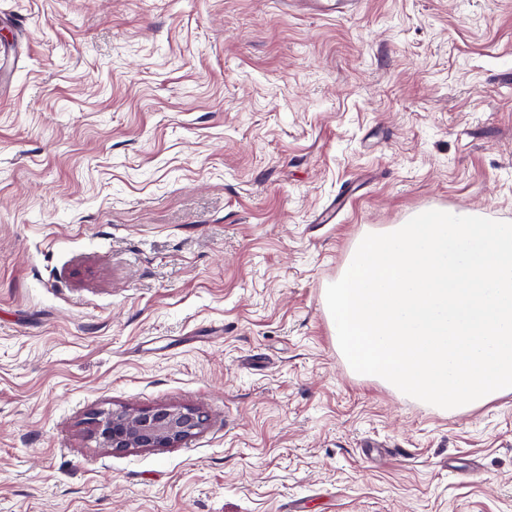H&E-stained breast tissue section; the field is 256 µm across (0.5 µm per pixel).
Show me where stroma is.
<instances>
[{"instance_id": "1", "label": "stroma", "mask_w": 512, "mask_h": 512, "mask_svg": "<svg viewBox=\"0 0 512 512\" xmlns=\"http://www.w3.org/2000/svg\"><path fill=\"white\" fill-rule=\"evenodd\" d=\"M429 208L512 222V0H0V512H512V395L439 411L329 329ZM160 405L209 421L99 448ZM199 407L119 408L96 413L92 432L100 448H176L207 424Z\"/></svg>"}]
</instances>
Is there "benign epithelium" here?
<instances>
[{
  "label": "benign epithelium",
  "mask_w": 512,
  "mask_h": 512,
  "mask_svg": "<svg viewBox=\"0 0 512 512\" xmlns=\"http://www.w3.org/2000/svg\"><path fill=\"white\" fill-rule=\"evenodd\" d=\"M199 407L119 408L93 417L92 432L99 447L112 451L176 448L207 424Z\"/></svg>",
  "instance_id": "benign-epithelium-1"
}]
</instances>
